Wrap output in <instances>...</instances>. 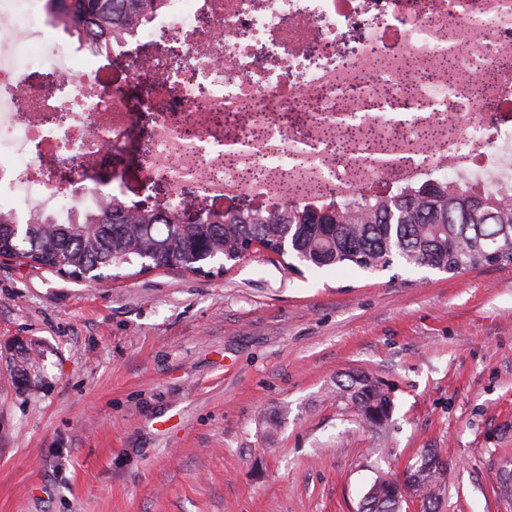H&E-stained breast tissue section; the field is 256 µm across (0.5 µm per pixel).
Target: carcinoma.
Segmentation results:
<instances>
[{"instance_id":"carcinoma-1","label":"carcinoma","mask_w":512,"mask_h":512,"mask_svg":"<svg viewBox=\"0 0 512 512\" xmlns=\"http://www.w3.org/2000/svg\"><path fill=\"white\" fill-rule=\"evenodd\" d=\"M171 0H43L46 17L94 56L110 55L167 12ZM183 205L142 208L114 196L67 224L32 219L20 227L0 210V254L19 265L66 271L70 277L102 273L123 263L190 274L203 267L202 249L237 262L251 243L318 269L353 265L368 272L396 263L457 275L486 265H512V186L431 180L392 191L360 193L346 201L264 205L235 215L201 208L199 224L181 222ZM336 402L369 428L391 417V391L364 370L336 379ZM445 460L427 448L415 463L414 495L436 512ZM399 484L382 477L370 486L360 512H401Z\"/></svg>"}]
</instances>
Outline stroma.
I'll use <instances>...</instances> for the list:
<instances>
[{"label": "stroma", "instance_id": "stroma-1", "mask_svg": "<svg viewBox=\"0 0 512 512\" xmlns=\"http://www.w3.org/2000/svg\"><path fill=\"white\" fill-rule=\"evenodd\" d=\"M96 170L171 197L132 150ZM121 273L0 261V512H358L424 448L451 464L439 512H512V265L295 271L258 247ZM351 369L390 388L385 430L331 398Z\"/></svg>", "mask_w": 512, "mask_h": 512}]
</instances>
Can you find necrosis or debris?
<instances>
[{
  "label": "necrosis or debris",
  "mask_w": 512,
  "mask_h": 512,
  "mask_svg": "<svg viewBox=\"0 0 512 512\" xmlns=\"http://www.w3.org/2000/svg\"><path fill=\"white\" fill-rule=\"evenodd\" d=\"M164 17L167 40L189 56L185 68L165 52L134 61L132 77L152 105L147 174L172 190L194 185L202 200L240 197L289 201L287 180L339 201L377 187L449 173L468 182L512 184V0H180ZM0 209L24 204L66 221L73 200L55 185L60 157L75 152L89 178L103 144H125L128 99L91 69L65 65L49 41L54 29L37 0H0ZM53 84L33 83L44 64ZM390 88L413 117L396 127L366 112L352 92ZM242 128L243 147L222 160L220 126L200 110ZM376 126L380 139L401 134L404 163H369L372 142L341 157L320 140L336 113ZM61 113L63 126L47 125ZM452 128L434 143L418 126Z\"/></svg>",
  "instance_id": "4bbe7bcc"
}]
</instances>
